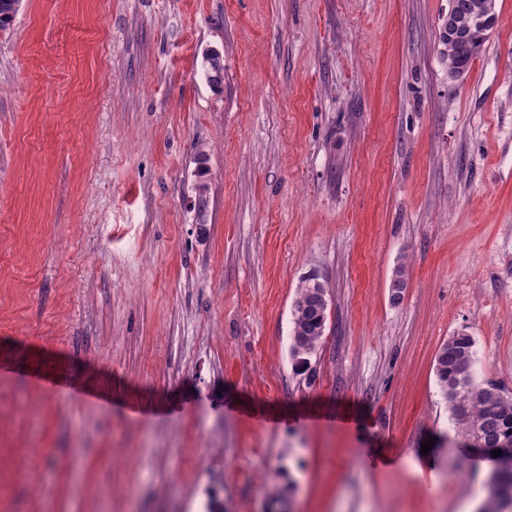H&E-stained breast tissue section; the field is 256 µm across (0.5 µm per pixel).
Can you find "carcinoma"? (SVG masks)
Wrapping results in <instances>:
<instances>
[{"label":"carcinoma","mask_w":512,"mask_h":512,"mask_svg":"<svg viewBox=\"0 0 512 512\" xmlns=\"http://www.w3.org/2000/svg\"><path fill=\"white\" fill-rule=\"evenodd\" d=\"M21 0H0V29L10 25ZM442 60L467 71L478 54L466 44L446 35L440 36ZM224 64L215 52L203 54L201 73L207 83L221 84ZM407 267L401 262L394 267L390 279V296L394 302L402 298L407 286ZM328 320V293L323 284L311 276L299 285L291 310V354L302 366L313 354L324 336ZM475 342L466 333H456L444 341L435 357V376L448 403L451 421L459 432L486 444L499 446L512 454V392L494 380L475 382L472 366ZM487 498L479 512H509L512 509V469L491 472L487 476Z\"/></svg>","instance_id":"cac0c4a2"}]
</instances>
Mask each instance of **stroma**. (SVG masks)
Segmentation results:
<instances>
[{"mask_svg": "<svg viewBox=\"0 0 512 512\" xmlns=\"http://www.w3.org/2000/svg\"><path fill=\"white\" fill-rule=\"evenodd\" d=\"M496 10L452 78L448 0H23L0 30L6 512H477L489 464L455 447L434 361L466 331L475 380L512 390ZM311 274L330 311L302 368ZM224 72V64L220 56L215 52H206L203 54L201 63V73L208 84H221ZM311 276L299 285L291 310V354L299 366L307 363L324 336L328 320V293Z\"/></svg>", "mask_w": 512, "mask_h": 512, "instance_id": "obj_1", "label": "stroma"}]
</instances>
